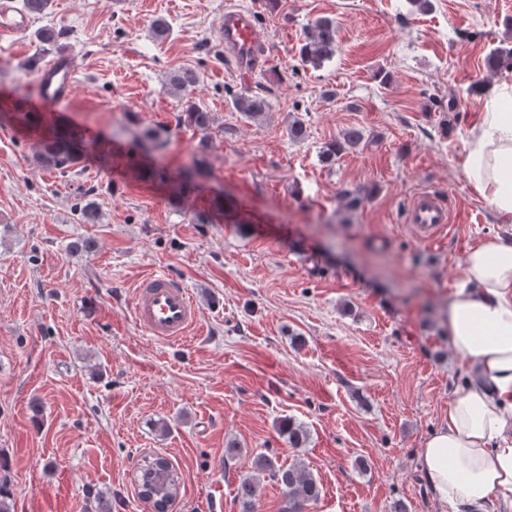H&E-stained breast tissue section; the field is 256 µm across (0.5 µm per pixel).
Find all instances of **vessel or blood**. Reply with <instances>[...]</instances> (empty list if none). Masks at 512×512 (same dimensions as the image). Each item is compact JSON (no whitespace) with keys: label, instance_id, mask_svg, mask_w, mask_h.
I'll return each instance as SVG.
<instances>
[{"label":"vessel or blood","instance_id":"b4317fda","mask_svg":"<svg viewBox=\"0 0 512 512\" xmlns=\"http://www.w3.org/2000/svg\"><path fill=\"white\" fill-rule=\"evenodd\" d=\"M31 23L30 15L15 7L14 0H0V44L16 43ZM215 37L239 76L251 78L264 71L268 63L266 39L253 11L239 6L225 8ZM77 68V58L69 54L41 64L32 80L34 101L47 106L70 100ZM404 221L421 242L432 244L441 239L451 218L446 204L435 193L422 191L411 198ZM131 315L135 324L155 340L176 342L191 334L200 309L185 282L152 271L133 289Z\"/></svg>","mask_w":512,"mask_h":512}]
</instances>
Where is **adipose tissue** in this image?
Masks as SVG:
<instances>
[{
    "label": "adipose tissue",
    "mask_w": 512,
    "mask_h": 512,
    "mask_svg": "<svg viewBox=\"0 0 512 512\" xmlns=\"http://www.w3.org/2000/svg\"><path fill=\"white\" fill-rule=\"evenodd\" d=\"M512 88L498 89L472 131L462 167L469 183L512 219ZM464 287L442 311L453 351L474 374L448 403V421L421 450L432 491L453 512L512 506V239L467 252Z\"/></svg>",
    "instance_id": "adipose-tissue-1"
}]
</instances>
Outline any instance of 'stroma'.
<instances>
[{"mask_svg":"<svg viewBox=\"0 0 512 512\" xmlns=\"http://www.w3.org/2000/svg\"><path fill=\"white\" fill-rule=\"evenodd\" d=\"M226 0H50L30 31L0 46V96L30 88L47 53L36 30L64 31L78 58L56 121L109 141L128 165L88 159L60 173L33 159L36 138L0 118V480L10 512H146L143 456L166 455L181 484L173 512H242L238 487H259L255 512L282 494L255 457L304 462L321 495L307 512H445L420 463L448 416L469 362L448 343L439 311L464 281L463 260L512 239L461 166L492 89L512 68V0H234L268 36L269 67L243 81L213 35ZM336 21L338 52L315 68L299 57L315 18ZM170 33L154 40L150 23ZM194 71L188 96L169 77ZM265 93L252 120L234 95ZM211 130L182 123L185 99ZM306 127L292 141L294 119ZM352 127L364 139L336 164L323 146ZM166 141L148 157L140 139ZM205 155L181 193L148 180ZM359 193L350 210L343 191ZM451 212L444 240L420 243L402 222L417 192ZM220 197L222 209L210 201ZM98 202V223L80 209ZM93 240L90 250L69 243ZM182 279L201 304L191 336L161 342L130 315L147 272ZM304 425L306 445L281 429ZM236 453H228V444Z\"/></svg>","mask_w":512,"mask_h":512,"instance_id":"obj_1","label":"stroma"}]
</instances>
